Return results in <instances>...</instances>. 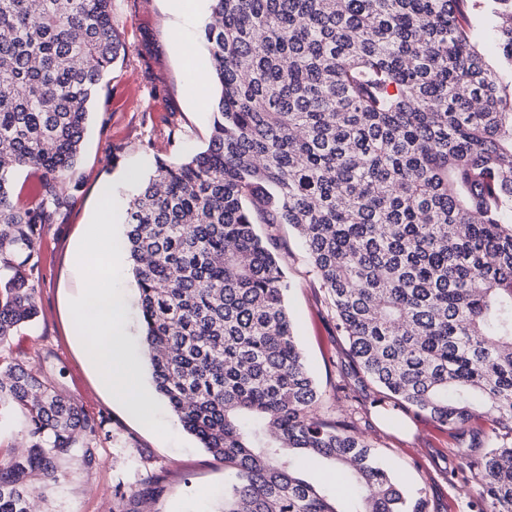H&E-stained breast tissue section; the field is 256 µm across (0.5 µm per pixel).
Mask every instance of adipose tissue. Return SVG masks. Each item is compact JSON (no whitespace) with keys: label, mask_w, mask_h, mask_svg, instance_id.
I'll list each match as a JSON object with an SVG mask.
<instances>
[{"label":"adipose tissue","mask_w":512,"mask_h":512,"mask_svg":"<svg viewBox=\"0 0 512 512\" xmlns=\"http://www.w3.org/2000/svg\"><path fill=\"white\" fill-rule=\"evenodd\" d=\"M79 260L85 266H95L103 274L112 275L119 254L113 241L105 237L104 222L88 224ZM124 310L125 302L118 292L99 287L97 282L91 281L75 312V323L88 356L110 383L113 395L143 408L147 405L146 399L138 394L134 383L128 379L127 349L123 341Z\"/></svg>","instance_id":"1"}]
</instances>
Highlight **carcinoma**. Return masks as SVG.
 I'll return each mask as SVG.
<instances>
[{
  "mask_svg": "<svg viewBox=\"0 0 512 512\" xmlns=\"http://www.w3.org/2000/svg\"><path fill=\"white\" fill-rule=\"evenodd\" d=\"M111 0H0V343L38 314L26 265L66 200L122 44ZM207 147L155 159L126 209L142 355L183 429L230 470L222 512H427L321 394L286 303L276 230L304 240L348 356L467 448L471 512H512V92L473 38L482 0H210ZM496 32L512 62V0ZM40 173L18 201L17 171ZM267 226L260 232L257 225ZM29 448L0 460V512H31L62 463L97 465L95 421L19 364L0 413ZM330 465L319 479L301 469ZM354 495L346 509L343 493Z\"/></svg>",
  "mask_w": 512,
  "mask_h": 512,
  "instance_id": "obj_1",
  "label": "carcinoma"
}]
</instances>
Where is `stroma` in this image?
<instances>
[{"instance_id":"1","label":"stroma","mask_w":512,"mask_h":512,"mask_svg":"<svg viewBox=\"0 0 512 512\" xmlns=\"http://www.w3.org/2000/svg\"><path fill=\"white\" fill-rule=\"evenodd\" d=\"M197 9L194 21L176 13L171 0H112V20L126 54L104 77L93 103L67 185L69 203L43 225L29 260L38 316L0 343V363L33 366L58 394L99 423L97 466L88 470L78 460L67 461L64 478L39 489L40 512H220L223 506L230 479L223 463L182 429L163 401H156L147 426L130 405L114 399L91 367L72 318L84 282L93 276L76 265L74 252L104 202L102 188H112L110 233L123 237L128 201L152 173L155 158L184 159L207 145L212 109L187 94L196 72L185 50L204 51L200 19L210 12L209 0H197ZM473 24L487 64L503 84L512 85L489 8L479 9ZM279 236L288 308L321 393L319 413L330 421L343 419L346 411L336 403L338 381L351 380L361 400L373 386L354 378L346 340L336 329L303 241L285 225ZM104 284L126 299V343L137 357L142 326L130 260H122L120 272ZM358 424L405 489L426 498L428 512H468L469 488L460 477L469 464L461 450L471 442L470 430L453 434L413 411L399 412L397 422L390 423L375 407L359 414Z\"/></svg>"}]
</instances>
